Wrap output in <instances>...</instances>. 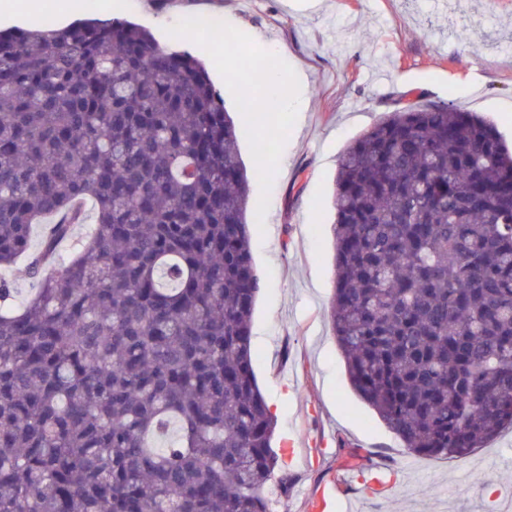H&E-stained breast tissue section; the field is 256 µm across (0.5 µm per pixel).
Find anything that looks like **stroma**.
I'll list each match as a JSON object with an SVG mask.
<instances>
[{
	"label": "stroma",
	"instance_id": "stroma-1",
	"mask_svg": "<svg viewBox=\"0 0 512 512\" xmlns=\"http://www.w3.org/2000/svg\"><path fill=\"white\" fill-rule=\"evenodd\" d=\"M42 0L39 11L0 30L61 27L120 18L207 66L252 173L251 254L262 278L252 321L255 374L277 430L273 448L297 465L288 495L264 493L272 512H308L326 484L362 466L350 483L360 512H502L512 500V431L452 460L403 448L352 390L329 325L333 287L331 192L346 147L396 101H445L491 121L512 144V0ZM208 17L199 31L181 26ZM232 27L236 47L224 46ZM287 86L282 112H254L238 78L253 67ZM273 164L254 176L260 146ZM383 497L366 500L372 481ZM498 488L487 496L488 485Z\"/></svg>",
	"mask_w": 512,
	"mask_h": 512
}]
</instances>
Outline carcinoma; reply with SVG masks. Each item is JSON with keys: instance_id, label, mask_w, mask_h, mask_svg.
Here are the masks:
<instances>
[{"instance_id": "cac0c4a2", "label": "carcinoma", "mask_w": 512, "mask_h": 512, "mask_svg": "<svg viewBox=\"0 0 512 512\" xmlns=\"http://www.w3.org/2000/svg\"><path fill=\"white\" fill-rule=\"evenodd\" d=\"M248 196L191 54L114 19L0 32V512H270ZM89 200L95 230L64 255ZM333 207L329 322L358 396L416 456L512 429L495 126L406 102L346 148ZM21 257L17 308L2 272Z\"/></svg>"}]
</instances>
